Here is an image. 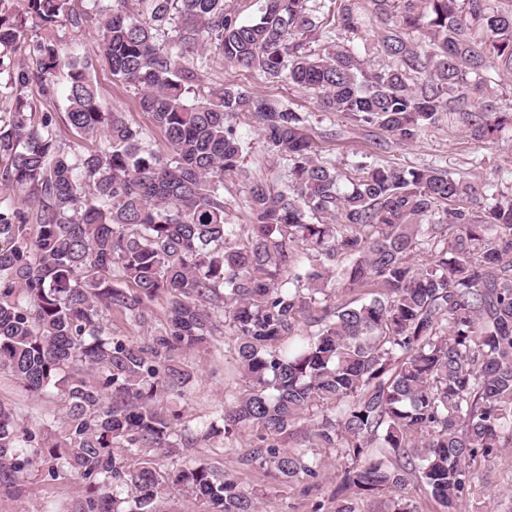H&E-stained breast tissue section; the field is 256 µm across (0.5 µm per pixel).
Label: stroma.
<instances>
[{"label": "stroma", "mask_w": 512, "mask_h": 512, "mask_svg": "<svg viewBox=\"0 0 512 512\" xmlns=\"http://www.w3.org/2000/svg\"><path fill=\"white\" fill-rule=\"evenodd\" d=\"M97 16H89L82 27L76 28L61 21L56 34L64 43L92 59L91 74L103 101L113 111L123 113L132 125L149 130L147 146L166 152L167 142L155 129L153 120L139 106L140 94L133 87L115 82L109 64L93 54ZM187 67L195 70L198 80L195 89L204 94L214 87H234L262 95L289 105L308 117V132L314 140L318 156L344 169L362 153H375L381 164L411 168L439 165L449 172L471 180L500 184L502 190L512 191V140L496 143H477L466 137L459 127L440 122L426 130L419 141L410 146H392L385 152H375L368 129L355 127L339 113L321 111L314 95L298 90L287 81L269 79L259 72L246 70L211 59L201 65L198 59H187ZM64 83H57L54 96L43 95L39 86H30L27 97L37 111L53 112L56 120L57 145L62 152L79 149V139L65 122L62 109ZM238 132L250 145L244 160L247 175L224 181L225 219L230 224H245L249 211L245 203L248 181H263L281 185L288 180L287 167L279 164L258 136V125L250 117H242ZM236 346L229 335H220L207 349L182 355L185 365L198 375L188 386L184 397L171 396L161 403L169 416L171 428L184 450L176 455L159 454L157 468L171 472L185 461L212 459L223 463L246 491L259 497L262 512H334L332 492L347 460L337 448H319L315 454L323 468L319 478L286 488L278 485L267 469L245 462L244 455L251 438L241 434L225 439L223 433L206 434L205 429L216 423L224 406V396L244 388L243 381L234 376ZM0 402L11 406L21 428L49 437L62 420L67 405L65 384L50 385L35 395L13 380L0 374ZM489 487L485 492L493 512H512V448L505 449L487 468ZM88 491L85 481L76 477L50 479L43 472H30L21 478L16 488H0V512H73Z\"/></svg>", "instance_id": "stroma-1"}]
</instances>
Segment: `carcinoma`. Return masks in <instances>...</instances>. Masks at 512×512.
<instances>
[{"mask_svg":"<svg viewBox=\"0 0 512 512\" xmlns=\"http://www.w3.org/2000/svg\"><path fill=\"white\" fill-rule=\"evenodd\" d=\"M9 2L0 0V68L22 50L36 69L12 67L16 95L0 118V371L33 394L66 369L71 381L61 432L46 442L19 433L0 405V487L41 470L87 482L75 512H159L171 483L205 512H259L211 462L170 474L150 458L180 451L158 408L196 376L180 356L225 325L247 389L224 395V437L257 436L249 458L279 481L317 477L308 449L340 448L351 465L336 512H355L352 498L365 493L386 495L385 512H417V484L446 512L478 500L471 464L512 447V194L366 155L344 172L315 156L302 113L231 87L200 95L182 59L212 46L228 64L285 79L322 111L380 131L383 152L444 118L485 143L512 133V0H265L248 22L224 0H137L140 18L129 0H90L97 50L116 81L140 91L166 155L103 102L90 58L65 51L59 19L84 21L70 0ZM367 12L385 66L355 49ZM63 68L67 122L92 142L73 156L57 147L53 114L34 117L23 94L34 82L49 88ZM242 115L259 121L288 182L250 183L252 230L232 245L224 178L244 171ZM21 188L39 205L33 235L11 196ZM423 235L447 246L415 265ZM339 259L346 288H372L370 299L325 305ZM162 297L166 326L149 344L104 324L106 313L141 323ZM219 300L222 322L209 307ZM313 407L321 416L304 447L271 441Z\"/></svg>","mask_w":512,"mask_h":512,"instance_id":"obj_1","label":"carcinoma"}]
</instances>
